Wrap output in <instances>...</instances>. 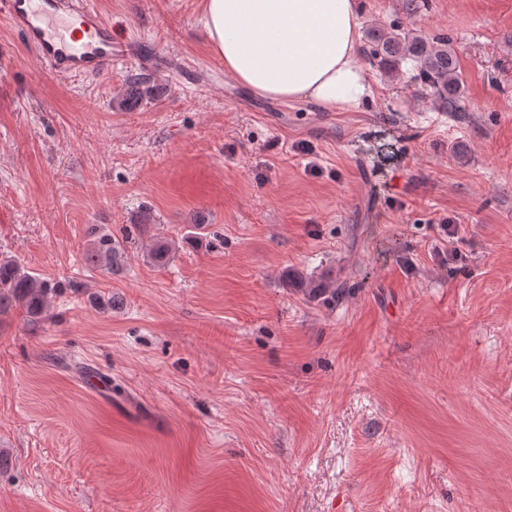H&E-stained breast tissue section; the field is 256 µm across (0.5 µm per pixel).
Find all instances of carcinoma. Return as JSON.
I'll list each match as a JSON object with an SVG mask.
<instances>
[{"label":"carcinoma","mask_w":512,"mask_h":512,"mask_svg":"<svg viewBox=\"0 0 512 512\" xmlns=\"http://www.w3.org/2000/svg\"><path fill=\"white\" fill-rule=\"evenodd\" d=\"M369 54L386 73L407 59L415 62L416 79L434 98L448 108L450 112H459L460 79L456 59L448 50L445 37L423 39L398 29L390 31L373 27L367 31ZM152 86L143 77L131 82L130 91L116 100L119 108H127L151 94ZM88 233L93 237L91 249L86 251L84 262L90 269H104L108 273L115 271L121 261L119 242L112 234L92 224ZM286 284L307 293L312 298H336V289L322 282H307L297 272L285 276ZM57 288L42 280L33 272L25 269L14 259L0 260V315L13 307H18L26 316L39 320L48 315L53 296Z\"/></svg>","instance_id":"cac0c4a2"}]
</instances>
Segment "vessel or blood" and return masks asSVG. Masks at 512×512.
I'll use <instances>...</instances> for the list:
<instances>
[{
    "label": "vessel or blood",
    "mask_w": 512,
    "mask_h": 512,
    "mask_svg": "<svg viewBox=\"0 0 512 512\" xmlns=\"http://www.w3.org/2000/svg\"><path fill=\"white\" fill-rule=\"evenodd\" d=\"M0 19L22 35L52 75L92 77L112 71L115 31L89 0H0Z\"/></svg>",
    "instance_id": "obj_1"
}]
</instances>
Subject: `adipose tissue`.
<instances>
[{"mask_svg":"<svg viewBox=\"0 0 512 512\" xmlns=\"http://www.w3.org/2000/svg\"><path fill=\"white\" fill-rule=\"evenodd\" d=\"M201 23L225 74L258 97L344 110L373 94L355 0H204Z\"/></svg>","mask_w":512,"mask_h":512,"instance_id":"obj_1","label":"adipose tissue"}]
</instances>
